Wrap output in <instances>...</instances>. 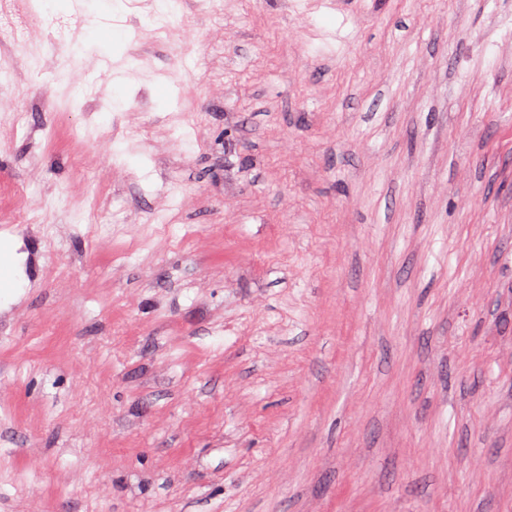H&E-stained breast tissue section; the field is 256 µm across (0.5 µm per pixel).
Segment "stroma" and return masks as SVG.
Returning a JSON list of instances; mask_svg holds the SVG:
<instances>
[{
  "label": "stroma",
  "mask_w": 512,
  "mask_h": 512,
  "mask_svg": "<svg viewBox=\"0 0 512 512\" xmlns=\"http://www.w3.org/2000/svg\"><path fill=\"white\" fill-rule=\"evenodd\" d=\"M142 16L0 0V512H512V0Z\"/></svg>",
  "instance_id": "35a3bbf8"
}]
</instances>
